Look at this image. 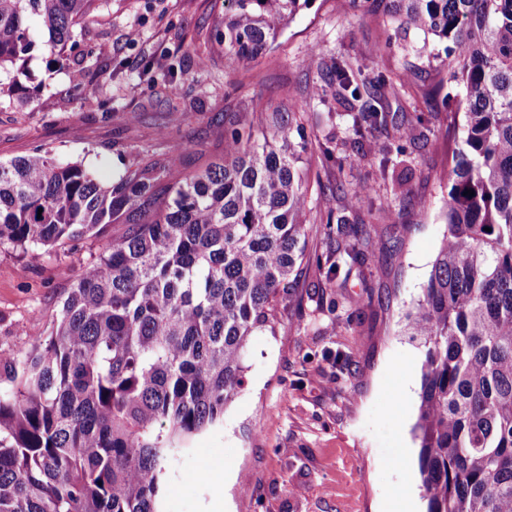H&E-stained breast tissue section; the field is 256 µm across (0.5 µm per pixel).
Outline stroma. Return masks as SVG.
<instances>
[{"label":"stroma","mask_w":512,"mask_h":512,"mask_svg":"<svg viewBox=\"0 0 512 512\" xmlns=\"http://www.w3.org/2000/svg\"><path fill=\"white\" fill-rule=\"evenodd\" d=\"M213 18L209 0H109L85 19L79 56L58 63L37 45L13 97L0 100V157L42 148L108 182L137 152L175 140L195 166L223 153L225 113L258 97L270 101L286 87L302 93L308 250L336 249L320 206L325 197L335 216L364 225L376 247L333 281L313 269L298 276L274 332L252 339L245 385L226 407L223 427L187 440L171 464L161 512H404L409 501L426 512L412 434L423 351L401 329L445 232L448 111L431 93L444 46L418 31L397 35L351 0H312L249 70L232 72L212 51ZM133 28L141 33L134 42L127 38ZM104 43L111 54H94ZM377 43L385 49L373 69L408 78L388 112L430 115L386 177L357 162L339 104L311 93L327 83L333 57L358 59ZM149 64L173 68L179 94L151 81ZM329 149L351 164L337 168ZM362 183L389 204L395 222L347 210L337 188ZM123 232L114 224L105 239L56 252L0 247V352L28 347L33 323L55 318L104 240Z\"/></svg>","instance_id":"obj_1"}]
</instances>
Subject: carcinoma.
<instances>
[{"label": "carcinoma", "instance_id": "1", "mask_svg": "<svg viewBox=\"0 0 512 512\" xmlns=\"http://www.w3.org/2000/svg\"><path fill=\"white\" fill-rule=\"evenodd\" d=\"M100 0H0V98L35 49L29 22L62 56ZM380 5L397 27L447 43L448 82L462 86L463 136L451 150L446 231L403 331L423 347L418 415L427 512H512V0H351ZM310 0H224V67L253 65ZM333 93L352 101L358 143L386 173L402 155L385 99L392 71L331 59ZM302 105L288 95L224 121V153L198 169L182 152L140 155L108 184L49 153L0 159V246L61 249L125 233L84 267L29 347L0 354V512H161L180 445L219 427L243 389L252 336L275 330L292 278L365 261L370 235L343 232L307 256L305 174L290 141ZM471 189L474 195L465 191ZM374 208L368 188L347 194ZM490 231H485V228Z\"/></svg>", "mask_w": 512, "mask_h": 512}]
</instances>
